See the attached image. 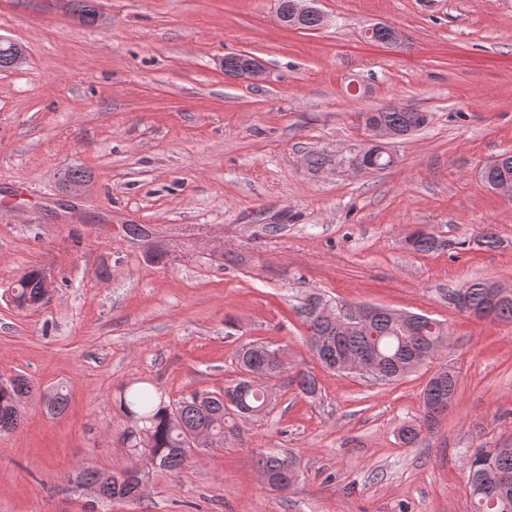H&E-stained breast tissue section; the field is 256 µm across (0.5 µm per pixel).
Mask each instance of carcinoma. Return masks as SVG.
<instances>
[{"mask_svg": "<svg viewBox=\"0 0 512 512\" xmlns=\"http://www.w3.org/2000/svg\"><path fill=\"white\" fill-rule=\"evenodd\" d=\"M378 120L392 127L399 135H409L429 120L427 113L408 107H394L367 112L364 122ZM392 162L390 155L375 151L363 157V164L370 169H382ZM409 244L418 252H430L438 247L437 240L429 233L415 231ZM37 270L31 269L23 275L16 287V297L24 301L39 296ZM468 294L469 307L476 311L487 310L491 303V289L481 281L463 287ZM311 298L301 307L310 348L317 360L327 369L338 370V360L344 355L370 354L367 375L385 382H393L414 371L421 363L437 356L448 338L446 327L426 316L409 328L401 327L393 318L392 311L378 312L373 316L369 331L339 330L336 325L319 322L312 317ZM490 321H512V298L498 301L493 311L485 315ZM237 368H251L277 375L285 371L281 350L261 344H244L236 352ZM296 385L306 395L317 392L315 376L300 371L295 377ZM232 389L238 393L242 407L260 413L267 408L265 387L248 386L237 381ZM31 391L28 381L15 379L7 390L0 388V433L11 432L20 425L19 403ZM119 407L130 420V428L124 441L133 448L135 462L122 475L109 472L90 471L87 480L100 487V497L106 500L121 499L133 494L137 487L134 471L144 461L159 471L174 472L187 465L192 453L182 451L185 436L196 433L198 448H209L212 443L224 441V435H241L236 419L224 410V392H194L176 403L155 400L147 388L131 389L119 398ZM285 457L274 451H263L257 458V466L264 474L284 483L286 491L294 480L282 473ZM471 500V512H512V491L500 497L486 492L498 471L512 473V445L503 448L479 449L464 462Z\"/></svg>", "mask_w": 512, "mask_h": 512, "instance_id": "cac0c4a2", "label": "carcinoma"}]
</instances>
